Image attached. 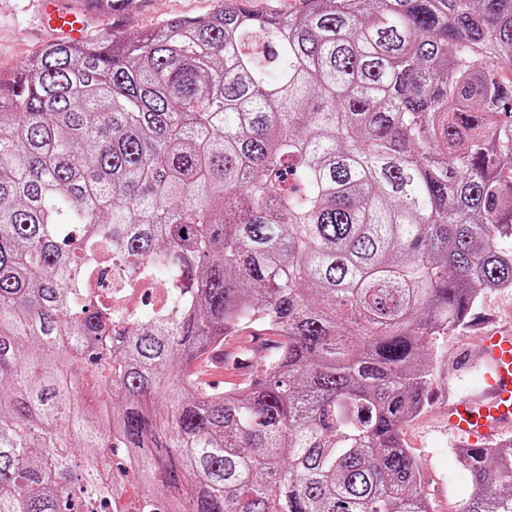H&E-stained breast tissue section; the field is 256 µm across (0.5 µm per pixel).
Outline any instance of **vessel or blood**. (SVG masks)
Segmentation results:
<instances>
[{
	"mask_svg": "<svg viewBox=\"0 0 512 512\" xmlns=\"http://www.w3.org/2000/svg\"><path fill=\"white\" fill-rule=\"evenodd\" d=\"M45 8L55 11L58 29L68 34L72 42H79L84 17L76 12L55 10L52 0H47ZM472 359L485 368L481 394L448 404V423L461 434L468 451L478 442L494 440L501 428L512 422V330L483 328Z\"/></svg>",
	"mask_w": 512,
	"mask_h": 512,
	"instance_id": "b4317fda",
	"label": "vessel or blood"
}]
</instances>
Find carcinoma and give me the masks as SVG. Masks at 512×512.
<instances>
[{
    "label": "carcinoma",
    "instance_id": "obj_1",
    "mask_svg": "<svg viewBox=\"0 0 512 512\" xmlns=\"http://www.w3.org/2000/svg\"><path fill=\"white\" fill-rule=\"evenodd\" d=\"M506 69L512 0H217L1 75L0 512H430L423 347L512 288ZM461 464L512 512V440ZM234 345L232 343H228L225 345L224 349L221 351L215 352V362L223 367L224 370V364H225V356L224 353L228 352L230 349H232ZM205 374L202 376V379L205 380L208 383L214 384L216 387H222L224 390H231L236 387L237 384L241 383L246 377L247 373H237V372H228L224 370L223 372H220L218 369L215 368V366L210 368H204ZM229 378H228V377ZM232 376H238L240 377L237 380H232L230 377Z\"/></svg>",
    "mask_w": 512,
    "mask_h": 512
}]
</instances>
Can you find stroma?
Masks as SVG:
<instances>
[{
  "instance_id": "obj_1",
  "label": "stroma",
  "mask_w": 512,
  "mask_h": 512,
  "mask_svg": "<svg viewBox=\"0 0 512 512\" xmlns=\"http://www.w3.org/2000/svg\"><path fill=\"white\" fill-rule=\"evenodd\" d=\"M215 5L216 0H138L132 8L89 14L86 33L134 39L160 20L202 15ZM57 38L45 22L42 0H0L1 71L23 69L46 42ZM487 318L512 322V288L484 290L468 326L424 347L436 357L438 371L427 407L406 423L402 434L405 447L421 465L431 512H458L470 491L469 477L456 458L459 441L447 430L446 403L449 395H469L480 388V374L466 361L476 344L473 326Z\"/></svg>"
}]
</instances>
